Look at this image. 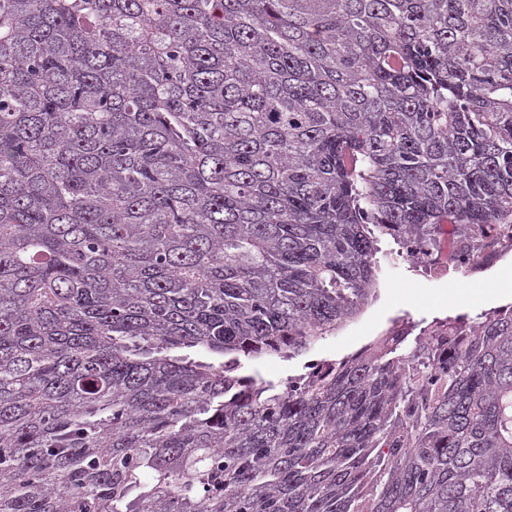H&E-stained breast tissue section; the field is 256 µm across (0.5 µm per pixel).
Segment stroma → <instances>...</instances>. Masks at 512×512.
Instances as JSON below:
<instances>
[{
    "label": "stroma",
    "mask_w": 512,
    "mask_h": 512,
    "mask_svg": "<svg viewBox=\"0 0 512 512\" xmlns=\"http://www.w3.org/2000/svg\"><path fill=\"white\" fill-rule=\"evenodd\" d=\"M509 274H512V258L474 279L444 282L422 279L405 264L382 261L379 299L359 319L319 342L317 348L326 356H342L368 337L380 334L390 319L404 314L415 321L428 323L437 317L454 315L459 305L466 304L472 315H479L495 307L493 291L500 279ZM476 289L484 292V299L477 307L472 304V292Z\"/></svg>",
    "instance_id": "stroma-1"
}]
</instances>
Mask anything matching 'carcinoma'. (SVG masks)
<instances>
[{
    "label": "carcinoma",
    "instance_id": "carcinoma-1",
    "mask_svg": "<svg viewBox=\"0 0 512 512\" xmlns=\"http://www.w3.org/2000/svg\"><path fill=\"white\" fill-rule=\"evenodd\" d=\"M439 224H512V0H0V512H512L511 308L246 366ZM300 359L293 360L292 362L282 361L276 356H263L259 359L249 362L251 369L256 370L262 376L267 378H279L286 374H292L301 370Z\"/></svg>",
    "mask_w": 512,
    "mask_h": 512
}]
</instances>
